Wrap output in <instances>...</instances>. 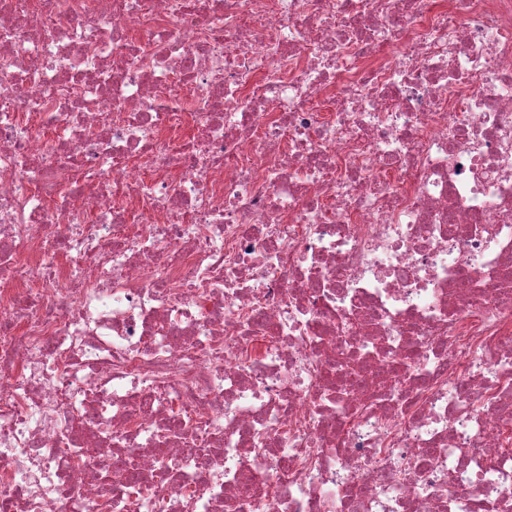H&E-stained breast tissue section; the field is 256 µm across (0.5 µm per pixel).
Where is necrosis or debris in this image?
<instances>
[{"label":"necrosis or debris","instance_id":"necrosis-or-debris-1","mask_svg":"<svg viewBox=\"0 0 512 512\" xmlns=\"http://www.w3.org/2000/svg\"><path fill=\"white\" fill-rule=\"evenodd\" d=\"M512 512V0H0V512Z\"/></svg>","mask_w":512,"mask_h":512}]
</instances>
